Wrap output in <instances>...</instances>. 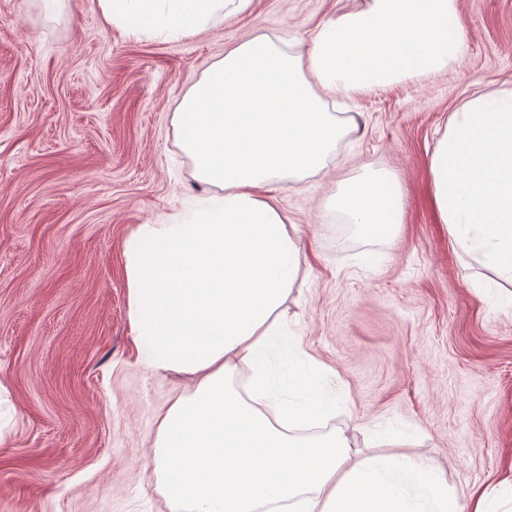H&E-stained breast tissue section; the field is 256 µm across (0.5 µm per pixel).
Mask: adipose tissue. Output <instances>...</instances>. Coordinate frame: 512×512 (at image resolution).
Returning a JSON list of instances; mask_svg holds the SVG:
<instances>
[{"label":"adipose tissue","instance_id":"ef3b65f1","mask_svg":"<svg viewBox=\"0 0 512 512\" xmlns=\"http://www.w3.org/2000/svg\"><path fill=\"white\" fill-rule=\"evenodd\" d=\"M249 0H98L127 34L177 39ZM465 52L456 0H363L317 29L307 56L257 36L229 49L174 114L208 194L126 240L137 360L188 379L162 417L153 471L171 512H512V481L462 507L407 452L354 451L327 425L346 401L288 330L298 250L268 184L319 172L342 128L330 99L426 76ZM336 206L386 232L402 219L389 173L340 181Z\"/></svg>","mask_w":512,"mask_h":512}]
</instances>
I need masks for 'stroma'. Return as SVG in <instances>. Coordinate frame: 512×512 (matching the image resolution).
Here are the masks:
<instances>
[{
  "label": "stroma",
  "instance_id": "35a3bbf8",
  "mask_svg": "<svg viewBox=\"0 0 512 512\" xmlns=\"http://www.w3.org/2000/svg\"><path fill=\"white\" fill-rule=\"evenodd\" d=\"M357 0H249L178 40L127 37L98 0H0V512H170L150 467L187 380L136 359L124 243L208 188L173 114L225 49L254 36L307 55ZM451 69L330 105L345 134L325 167L266 187L293 224L288 298L305 349L353 405L361 454L429 460L461 502L512 479V306L431 204L452 112L512 95V0H457ZM398 176L387 234L336 220L335 184Z\"/></svg>",
  "mask_w": 512,
  "mask_h": 512
}]
</instances>
